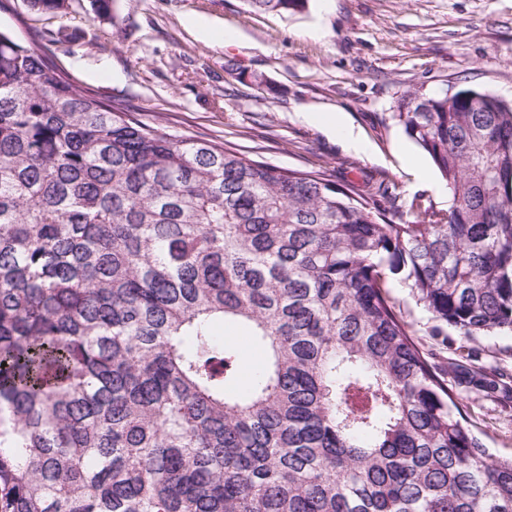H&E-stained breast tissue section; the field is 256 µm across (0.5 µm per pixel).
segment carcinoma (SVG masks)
<instances>
[{"mask_svg":"<svg viewBox=\"0 0 512 512\" xmlns=\"http://www.w3.org/2000/svg\"><path fill=\"white\" fill-rule=\"evenodd\" d=\"M302 12L308 0H248ZM448 209L142 125L0 31V512H512V458L390 295L512 335V103L403 92ZM263 356L233 391L242 348Z\"/></svg>","mask_w":512,"mask_h":512,"instance_id":"cac0c4a2","label":"carcinoma"}]
</instances>
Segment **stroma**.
Instances as JSON below:
<instances>
[{
  "label": "stroma",
  "mask_w": 512,
  "mask_h": 512,
  "mask_svg": "<svg viewBox=\"0 0 512 512\" xmlns=\"http://www.w3.org/2000/svg\"><path fill=\"white\" fill-rule=\"evenodd\" d=\"M9 5L0 29L133 120L338 182L384 178L398 223L417 220L415 198L448 207L445 182L391 119L400 94L469 88L512 101V0H309L297 14L248 0H112L108 18L92 0L58 13ZM319 112L338 113L352 137ZM391 294L424 348L512 372V336L432 335L409 288L397 282ZM467 420L492 453L512 456L511 408L483 397Z\"/></svg>",
  "instance_id": "obj_1"
}]
</instances>
